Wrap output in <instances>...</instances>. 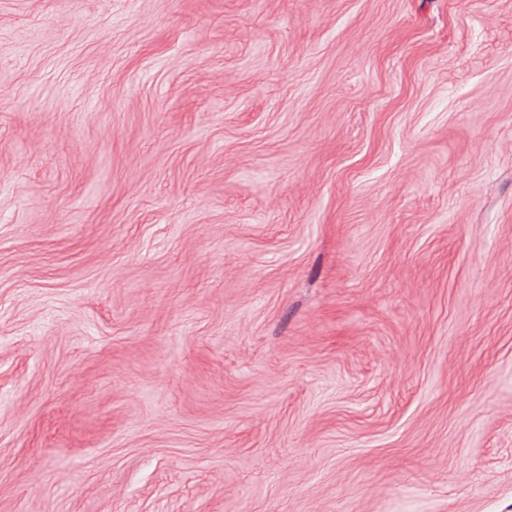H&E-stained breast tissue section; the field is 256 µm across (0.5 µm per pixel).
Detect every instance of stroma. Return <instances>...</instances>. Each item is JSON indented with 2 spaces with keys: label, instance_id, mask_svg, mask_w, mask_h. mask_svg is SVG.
Listing matches in <instances>:
<instances>
[{
  "label": "stroma",
  "instance_id": "stroma-1",
  "mask_svg": "<svg viewBox=\"0 0 512 512\" xmlns=\"http://www.w3.org/2000/svg\"><path fill=\"white\" fill-rule=\"evenodd\" d=\"M0 512H512V0H0Z\"/></svg>",
  "mask_w": 512,
  "mask_h": 512
}]
</instances>
